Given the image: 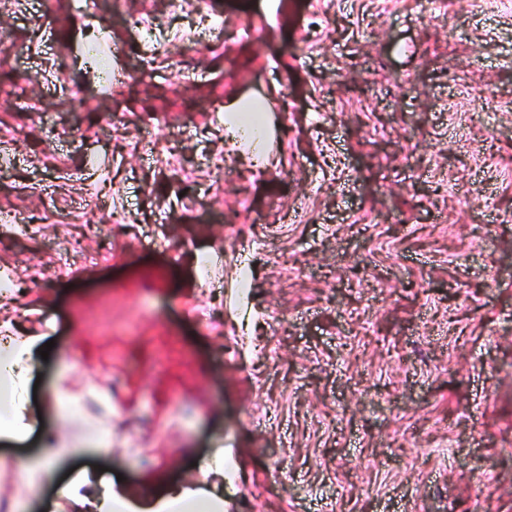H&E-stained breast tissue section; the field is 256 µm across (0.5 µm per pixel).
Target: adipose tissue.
Wrapping results in <instances>:
<instances>
[{
    "mask_svg": "<svg viewBox=\"0 0 512 512\" xmlns=\"http://www.w3.org/2000/svg\"><path fill=\"white\" fill-rule=\"evenodd\" d=\"M42 338L33 333L21 336L0 332V442H22L34 432L37 419L29 402L36 353ZM86 445L74 444L43 434L41 451L24 460L22 471L31 487H38L54 476L60 465L85 454ZM72 505V512H223L224 503L199 485H181L166 495L147 502L129 489L101 480L83 471L73 475L60 488Z\"/></svg>",
    "mask_w": 512,
    "mask_h": 512,
    "instance_id": "obj_1",
    "label": "adipose tissue"
}]
</instances>
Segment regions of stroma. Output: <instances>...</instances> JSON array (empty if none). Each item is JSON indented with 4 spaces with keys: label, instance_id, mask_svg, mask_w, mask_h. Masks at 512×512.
<instances>
[{
    "label": "stroma",
    "instance_id": "stroma-1",
    "mask_svg": "<svg viewBox=\"0 0 512 512\" xmlns=\"http://www.w3.org/2000/svg\"><path fill=\"white\" fill-rule=\"evenodd\" d=\"M1 35L0 322L55 343L45 427L104 444L61 473L205 478L224 512H512V0H0ZM243 103L262 147L226 137ZM64 362L72 420L44 399ZM39 450L0 445V505L53 499Z\"/></svg>",
    "mask_w": 512,
    "mask_h": 512
}]
</instances>
